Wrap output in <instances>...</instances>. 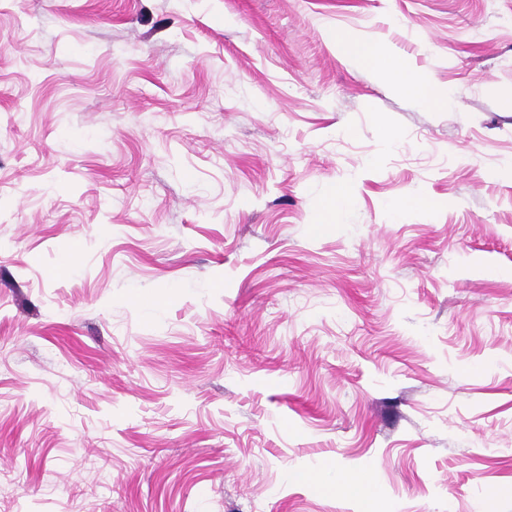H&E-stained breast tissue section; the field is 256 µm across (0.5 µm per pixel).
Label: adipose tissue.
<instances>
[{"mask_svg": "<svg viewBox=\"0 0 512 512\" xmlns=\"http://www.w3.org/2000/svg\"><path fill=\"white\" fill-rule=\"evenodd\" d=\"M332 38L339 53L359 65L390 70L401 90L414 99L427 103L453 101V92L439 93L429 82L419 78L405 64L385 58L379 46L367 39L352 38L342 32H333Z\"/></svg>", "mask_w": 512, "mask_h": 512, "instance_id": "obj_1", "label": "adipose tissue"}]
</instances>
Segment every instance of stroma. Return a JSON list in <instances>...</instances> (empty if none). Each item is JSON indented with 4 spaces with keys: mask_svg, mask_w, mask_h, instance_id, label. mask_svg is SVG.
<instances>
[{
    "mask_svg": "<svg viewBox=\"0 0 512 512\" xmlns=\"http://www.w3.org/2000/svg\"><path fill=\"white\" fill-rule=\"evenodd\" d=\"M511 96L512 0H0V512H512ZM332 38L344 58L362 66L385 67L390 70L401 90L414 99L427 104H448L453 101L454 94L451 90L441 95L432 84L419 78L402 62L387 60L376 43L362 38H350L339 30L332 32ZM323 479L327 483L337 480L345 488L361 493L364 496H369L370 489L373 486L370 472L363 469L347 470L336 474V477H329L327 475Z\"/></svg>",
    "mask_w": 512,
    "mask_h": 512,
    "instance_id": "1",
    "label": "stroma"
}]
</instances>
